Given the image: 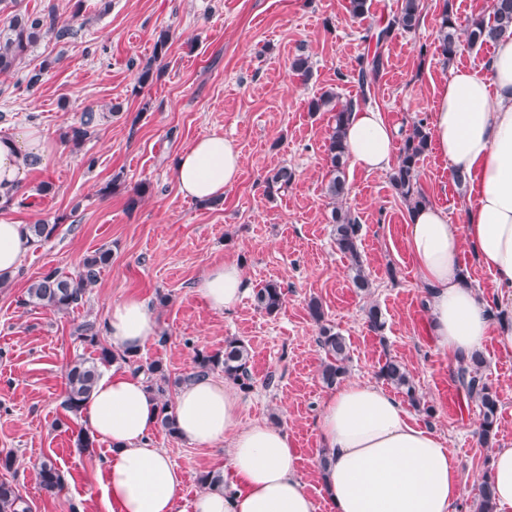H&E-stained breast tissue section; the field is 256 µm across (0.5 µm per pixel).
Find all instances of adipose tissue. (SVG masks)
<instances>
[{
    "label": "adipose tissue",
    "mask_w": 512,
    "mask_h": 512,
    "mask_svg": "<svg viewBox=\"0 0 512 512\" xmlns=\"http://www.w3.org/2000/svg\"><path fill=\"white\" fill-rule=\"evenodd\" d=\"M429 131L438 154L468 179L473 201L460 224L432 205L410 213L408 249L429 300L428 333L457 359L479 350L493 331L512 349V321L494 322L461 261L462 245L470 243L502 287L501 302L512 305V35L498 40L485 71L453 70L439 89ZM345 144L366 171L394 162V132L377 110L354 109ZM53 154L42 129L0 134V194L23 184L29 162L43 164ZM240 173L236 142L217 134L197 139L174 165L181 194L201 202L223 196ZM33 246L26 225L0 221V275L13 274ZM246 289L233 261L215 264L196 283L218 313L234 311ZM104 328L121 354L140 352L158 333L146 302L134 295L112 304ZM239 407L236 384L210 378L176 396L179 436L196 447L223 446L226 454L223 486L202 491L193 512H316L292 438L265 421L241 423ZM158 415L143 376L116 366L102 371L83 403L80 422L110 446L103 491L112 512H176L183 476L150 442ZM317 428L327 458L318 472L334 512H452L463 496L459 459L381 385L344 381L324 397Z\"/></svg>",
    "instance_id": "adipose-tissue-1"
}]
</instances>
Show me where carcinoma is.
Returning a JSON list of instances; mask_svg holds the SVG:
<instances>
[{
    "mask_svg": "<svg viewBox=\"0 0 512 512\" xmlns=\"http://www.w3.org/2000/svg\"><path fill=\"white\" fill-rule=\"evenodd\" d=\"M16 0H0V13L6 14L0 25V74L11 75L28 52L43 38L64 41L74 36V29L68 24H59L54 9L41 14H26L15 9ZM420 21V0H402L400 11L387 25L370 35L375 41L376 50L360 57L357 81L361 99L366 102L376 78L383 68L381 46L392 36L395 30L411 31ZM440 50L444 58L451 61L460 47V36H465L468 46H482L496 42L506 33L512 34V0H492L491 9L486 15H479L468 20L466 25L459 23L453 12L451 0H446L439 22ZM333 106L335 109V126L331 132L326 151L331 164L330 179L326 186V195L333 208L330 219L333 224V240L336 249L350 260L354 287L361 291L370 287L368 277L362 267L359 249L358 224L351 212L339 205L348 195L344 164L348 156L343 140V130L349 120L355 103L348 101L336 103V93L325 91L310 102V111ZM106 113L84 112L78 125L66 133L67 138L80 144L93 137L97 128L105 119ZM430 145L429 131L424 120L414 122L404 138L397 164L389 174V180L408 208L413 210L425 203L419 188V164ZM292 172L281 167L266 179L267 189L280 190L291 182ZM34 242L40 243L52 237L56 225L37 221L28 225ZM112 251L101 247L83 258L76 273L67 274L57 268H49L27 289L26 304L50 307L59 312H68L84 303L99 278L101 269L109 265ZM257 307L268 314L277 312L284 303V293L280 284L268 282L255 294ZM312 318L320 323L318 342L324 350L326 360L321 376L323 382L333 386L347 373L348 347L345 338L332 327L322 324L324 313L321 304L314 300L309 305ZM74 334L82 342L96 348L94 357H78L66 368V391L63 408L78 415L83 402L90 395L101 370L115 362L129 366L133 372L144 375L149 389L156 399L161 401L160 422L169 434H177L174 415L169 413V391L171 386L187 384L204 379L215 371L224 372V376L235 382L240 388L252 387L249 370L250 353L247 345L237 339L224 341V350L215 353L198 351L194 357V366L182 377L172 381L165 373L159 360L142 364L135 354H116L112 349L99 344L100 328L96 321L84 319L79 322ZM485 361L481 354L475 353L458 361L455 369V381L464 390L469 400L480 409L479 437L488 446L498 433L499 395L489 384L483 374ZM378 376L404 394L414 405H420L416 396V387L405 365L389 357L380 366ZM41 487L54 492L62 485L60 470L50 458H43L39 463ZM22 496L16 486L9 482H0V512H18ZM476 512H495L494 485L491 475L485 474L478 488Z\"/></svg>",
    "mask_w": 512,
    "mask_h": 512,
    "instance_id": "cac0c4a2",
    "label": "carcinoma"
}]
</instances>
